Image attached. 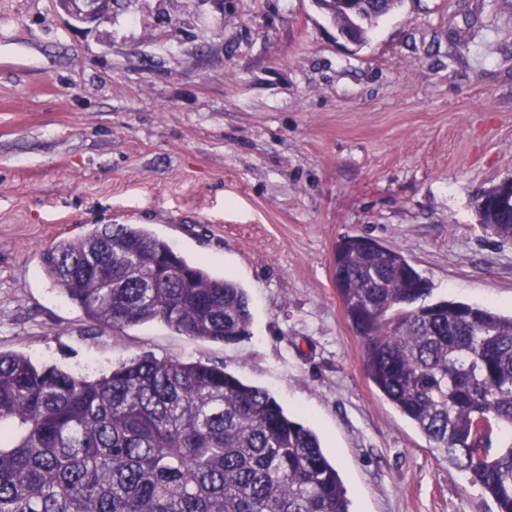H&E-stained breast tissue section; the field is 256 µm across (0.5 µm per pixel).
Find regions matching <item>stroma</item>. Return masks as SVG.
Wrapping results in <instances>:
<instances>
[{
	"label": "stroma",
	"mask_w": 512,
	"mask_h": 512,
	"mask_svg": "<svg viewBox=\"0 0 512 512\" xmlns=\"http://www.w3.org/2000/svg\"><path fill=\"white\" fill-rule=\"evenodd\" d=\"M512 177V0H403L367 44L313 0H0V350L96 377L225 366L313 427L351 512H497L369 380L333 280L344 235L398 249L448 299L512 314V243L478 191ZM139 224L248 292L235 344L113 332L42 256ZM482 191L475 197V210L480 224L504 241H512V209L491 204Z\"/></svg>",
	"instance_id": "obj_1"
}]
</instances>
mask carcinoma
Returning a JSON list of instances; mask_svg holds the SVG:
<instances>
[{
	"mask_svg": "<svg viewBox=\"0 0 512 512\" xmlns=\"http://www.w3.org/2000/svg\"><path fill=\"white\" fill-rule=\"evenodd\" d=\"M402 0H320L364 45ZM480 224L512 241L482 191ZM334 282L367 375L444 461L512 512V316L441 300L393 247L336 245ZM94 323L158 321L196 340L250 335L247 291L138 224H102L44 253ZM0 512H351L316 432L222 366L141 356L96 379L0 351Z\"/></svg>",
	"mask_w": 512,
	"mask_h": 512,
	"instance_id": "obj_1",
	"label": "carcinoma"
}]
</instances>
